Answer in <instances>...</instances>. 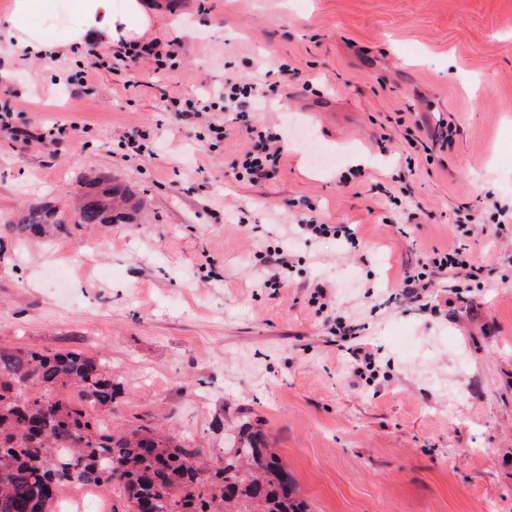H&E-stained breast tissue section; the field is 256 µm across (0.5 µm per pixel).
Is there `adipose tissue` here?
<instances>
[{"instance_id":"adipose-tissue-1","label":"adipose tissue","mask_w":512,"mask_h":512,"mask_svg":"<svg viewBox=\"0 0 512 512\" xmlns=\"http://www.w3.org/2000/svg\"><path fill=\"white\" fill-rule=\"evenodd\" d=\"M7 0L0 10V53L22 54L44 67H53L61 50L82 54L88 43L103 40L117 47L142 41L151 32L156 13L150 0ZM65 16V42L49 35V21Z\"/></svg>"}]
</instances>
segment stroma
<instances>
[{
  "mask_svg": "<svg viewBox=\"0 0 512 512\" xmlns=\"http://www.w3.org/2000/svg\"><path fill=\"white\" fill-rule=\"evenodd\" d=\"M157 2L163 71L122 62L76 94L67 77L115 47L48 70L0 56V120L87 128L0 141V225L93 173L141 202L131 224L6 241L0 347L108 358L114 427L165 426L219 463L254 413L312 512H512V223L481 230L490 202L512 210V0ZM228 77L270 87L255 116L288 132L271 179H234V113L213 112V144L164 101ZM133 129L154 155L122 147ZM307 200L357 246L289 233ZM275 236L294 264L276 291L259 258ZM460 244L479 278L395 300L416 259Z\"/></svg>",
  "mask_w": 512,
  "mask_h": 512,
  "instance_id": "obj_1",
  "label": "stroma"
}]
</instances>
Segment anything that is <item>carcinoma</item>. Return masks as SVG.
<instances>
[{"label": "carcinoma", "mask_w": 512, "mask_h": 512, "mask_svg": "<svg viewBox=\"0 0 512 512\" xmlns=\"http://www.w3.org/2000/svg\"><path fill=\"white\" fill-rule=\"evenodd\" d=\"M79 224H131L139 201L112 178L87 184ZM61 210L36 203L4 225L13 238L62 231ZM118 388L105 359L79 350L0 347V512H52L62 486L112 483L128 512H308L288 469L249 416L224 465L151 425L114 431Z\"/></svg>", "instance_id": "cac0c4a2"}]
</instances>
